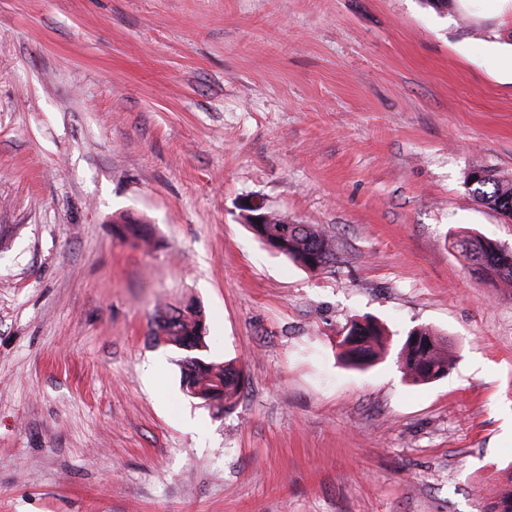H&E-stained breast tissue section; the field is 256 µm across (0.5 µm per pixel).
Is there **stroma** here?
<instances>
[{
	"label": "stroma",
	"instance_id": "stroma-1",
	"mask_svg": "<svg viewBox=\"0 0 512 512\" xmlns=\"http://www.w3.org/2000/svg\"><path fill=\"white\" fill-rule=\"evenodd\" d=\"M512 177V0H0V512H484L512 462V289L457 234ZM249 200L319 224L311 272ZM151 225V246L114 229ZM196 302L216 413L155 341ZM442 334L429 384L338 357ZM473 199L497 211L506 221L512 220V178L484 168L472 169L466 179ZM339 345L346 362L355 369L364 370L385 351L386 340L378 324L365 318L351 323Z\"/></svg>",
	"mask_w": 512,
	"mask_h": 512
}]
</instances>
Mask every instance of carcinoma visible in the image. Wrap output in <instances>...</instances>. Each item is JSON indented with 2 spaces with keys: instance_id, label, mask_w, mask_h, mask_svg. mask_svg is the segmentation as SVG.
Wrapping results in <instances>:
<instances>
[{
  "instance_id": "carcinoma-1",
  "label": "carcinoma",
  "mask_w": 512,
  "mask_h": 512,
  "mask_svg": "<svg viewBox=\"0 0 512 512\" xmlns=\"http://www.w3.org/2000/svg\"><path fill=\"white\" fill-rule=\"evenodd\" d=\"M473 199L512 220V178L500 176L484 168L472 169L466 179ZM253 234H278L279 254L310 270L325 269L336 264L335 239L319 224H290L273 213L267 223L249 225ZM120 238L137 246L151 240L146 224L127 221L118 226ZM454 246L471 267L502 288H512V250L492 239L458 234ZM155 340H163L178 354L181 382L187 396L221 413L233 407L244 386L242 369L233 363L217 362L208 351L206 322L199 306L190 304L170 307L156 322ZM346 362L355 369L371 366L385 351L386 340L381 328L372 320L351 323L339 341ZM396 365L403 375L415 383H427L446 374L451 366L446 342L431 329H412L396 353ZM509 479L503 483L496 500L487 512H512V464L502 467Z\"/></svg>"
}]
</instances>
